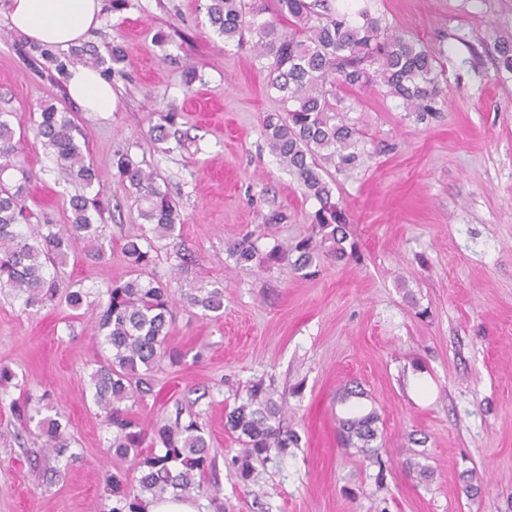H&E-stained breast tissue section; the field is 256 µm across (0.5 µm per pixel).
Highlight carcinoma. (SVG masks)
Here are the masks:
<instances>
[{
  "mask_svg": "<svg viewBox=\"0 0 512 512\" xmlns=\"http://www.w3.org/2000/svg\"><path fill=\"white\" fill-rule=\"evenodd\" d=\"M272 2L271 10L256 0H209L207 16L226 42L240 45L247 35L256 38L253 48L267 74V86L280 93L283 112L267 116L263 136L279 163L296 176L304 196L319 205L313 216L314 232L292 248L297 253L293 266L300 272L322 256L336 262L348 257V217L323 172L326 164L339 172L357 169L363 163V151L358 147L359 131L345 118L346 107L336 95V86L381 85L420 121L437 112L441 88L436 58L420 40L389 31L367 10L353 11L348 6L339 10L330 0ZM21 55L36 67L43 61L60 73L66 70L65 60L48 46L23 48ZM89 55V64L103 68L108 77L113 65L122 62L120 50L112 45L106 57L95 51ZM11 117L10 112H0V288L15 291L30 308L62 293L71 309L83 308L95 320L106 354L89 376V390L112 430V456L123 459L135 453L140 473L139 493L134 496L122 483L107 481L112 506L103 512H142L146 497H189L203 489L201 476L215 466L200 414L190 411L184 418L179 412L174 423L159 422L147 431L126 407V402L153 392L152 372L161 361L172 365L181 361V354L167 347L175 291L148 276L156 260L155 242L176 237L178 213L171 197L153 171L144 169L127 151L117 154L114 177L135 194L146 221L123 236L122 252L134 276L94 292L74 284L65 286L53 270L78 247L105 254L103 225L95 222L103 209L96 199L79 193L69 199L71 223L53 224L36 216L26 196L32 175L16 164L20 141L15 139ZM75 132L69 113L54 105L41 110L34 128L35 138L52 150L57 170L89 187L100 176L87 163ZM11 169L21 178L8 187L3 175ZM226 252L243 270L270 267L286 259L277 247L261 250L250 235L228 243ZM185 300L204 315L218 317L224 312V287L202 286ZM276 394L274 384L258 380L226 415L225 428L243 445L234 459L243 481L249 480L253 463L265 462L272 451L283 453L298 441L294 432L281 425L283 406ZM362 396V391L344 388L338 403L347 406V416L337 421L342 448L366 453L377 438L379 416L351 402ZM11 407L21 424L36 423L56 458L71 459L63 416L54 412L49 395L30 394L12 401Z\"/></svg>",
  "mask_w": 512,
  "mask_h": 512,
  "instance_id": "1",
  "label": "carcinoma"
}]
</instances>
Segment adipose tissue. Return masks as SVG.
I'll return each mask as SVG.
<instances>
[{
  "label": "adipose tissue",
  "mask_w": 512,
  "mask_h": 512,
  "mask_svg": "<svg viewBox=\"0 0 512 512\" xmlns=\"http://www.w3.org/2000/svg\"><path fill=\"white\" fill-rule=\"evenodd\" d=\"M101 0H10L12 28L37 43L67 48L79 44L100 23ZM69 96L87 111L112 112L115 95L110 80L77 64L65 74Z\"/></svg>",
  "instance_id": "obj_1"
}]
</instances>
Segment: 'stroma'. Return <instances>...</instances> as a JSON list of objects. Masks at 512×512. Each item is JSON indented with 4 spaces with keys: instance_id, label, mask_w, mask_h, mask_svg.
I'll return each instance as SVG.
<instances>
[{
    "instance_id": "1",
    "label": "stroma",
    "mask_w": 512,
    "mask_h": 512,
    "mask_svg": "<svg viewBox=\"0 0 512 512\" xmlns=\"http://www.w3.org/2000/svg\"><path fill=\"white\" fill-rule=\"evenodd\" d=\"M207 4L131 0L115 11L104 0L85 45H120L124 64L112 78L114 111L94 114L68 98L56 71L23 62L29 39L0 0V109L24 136L18 162L34 174L32 209L68 223L67 201L81 191L104 207L105 257L77 250L59 279L94 288L129 278L123 234L140 206L112 167L126 150L180 215L176 241L158 245L156 273L173 274L181 251L193 257L177 274L183 292L224 286L216 320L176 301L168 343L183 359L161 363L132 413L149 429L180 407L201 412L216 470L198 512H512V73L495 66L497 42L512 40V0H354L421 40L441 65L442 92L438 112L420 121L377 85L340 89L364 162L328 168L326 179L356 256L321 259L308 278L288 260L244 271L225 254L249 233L261 248L291 249L317 204L264 142L263 120L282 104L251 44L225 43ZM190 68L198 79L189 85ZM45 104L71 112L99 187L61 179L35 140ZM161 112L175 115L167 141L151 132ZM274 211L286 220L265 223ZM102 351L90 316L63 299L29 309L0 288V365L16 374L9 395L49 393L76 455L57 461L41 431L21 430L0 403V512H96L112 475L137 492V458L108 455L112 434L88 390ZM260 378L274 379L299 444L244 482L225 416ZM352 383L380 415L374 462L337 445L336 399ZM412 434L429 480L406 466Z\"/></svg>"
}]
</instances>
